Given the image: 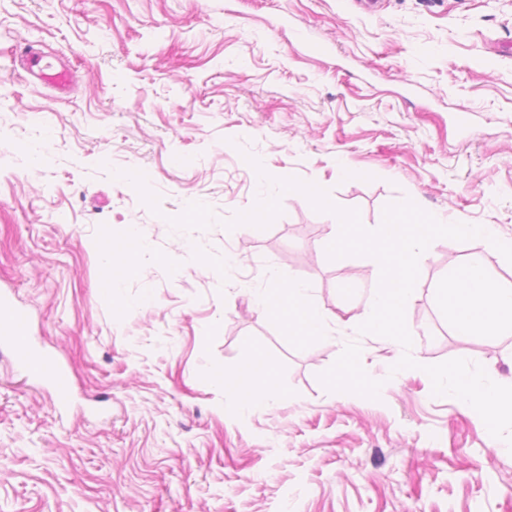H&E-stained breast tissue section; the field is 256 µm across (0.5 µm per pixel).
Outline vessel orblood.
<instances>
[{
    "mask_svg": "<svg viewBox=\"0 0 512 512\" xmlns=\"http://www.w3.org/2000/svg\"><path fill=\"white\" fill-rule=\"evenodd\" d=\"M28 70L39 82L66 88L71 80L68 69L43 64L41 57L32 55L27 60ZM28 323L24 312L9 305L0 306V342L8 344L14 363L31 370L34 378L46 381L52 388L59 405L69 403L72 395L71 382L64 366L54 361L44 360L30 345L15 344L14 338Z\"/></svg>",
    "mask_w": 512,
    "mask_h": 512,
    "instance_id": "1",
    "label": "vessel or blood"
}]
</instances>
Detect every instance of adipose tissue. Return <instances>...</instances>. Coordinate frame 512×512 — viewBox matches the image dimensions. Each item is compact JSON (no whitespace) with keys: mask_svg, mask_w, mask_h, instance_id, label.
Listing matches in <instances>:
<instances>
[{"mask_svg":"<svg viewBox=\"0 0 512 512\" xmlns=\"http://www.w3.org/2000/svg\"><path fill=\"white\" fill-rule=\"evenodd\" d=\"M141 249L142 243L133 226L107 235L102 247V291L117 288L124 277L135 271ZM117 250L124 256L123 262L118 264L112 261V254ZM435 296L458 335L495 336L506 330L512 331V285L489 276L484 255H473L453 267L436 286ZM256 306L282 323L293 341L326 340L333 334L328 315L313 302L303 281L291 279L279 283L277 288L259 295ZM214 380L250 411L261 410L285 397L259 352L234 374L215 372Z\"/></svg>","mask_w":512,"mask_h":512,"instance_id":"ef3b65f1","label":"adipose tissue"}]
</instances>
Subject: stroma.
Instances as JSON below:
<instances>
[{
    "instance_id": "stroma-1",
    "label": "stroma",
    "mask_w": 512,
    "mask_h": 512,
    "mask_svg": "<svg viewBox=\"0 0 512 512\" xmlns=\"http://www.w3.org/2000/svg\"><path fill=\"white\" fill-rule=\"evenodd\" d=\"M32 52L67 91L31 82ZM253 157L365 224L409 198L512 237V0H0V292L74 390L57 407L0 355V512H512V455L424 371L512 381V333L455 334L433 292L488 241L423 254L406 318L424 367L391 373L396 347L349 308L371 261L323 248L335 215L290 191L261 233L223 227L255 199ZM192 200L216 224L173 228ZM129 224L139 271L107 295L101 247ZM288 278L335 339L290 341L257 310ZM344 350L364 364L341 395ZM257 351L285 398L245 412L211 375Z\"/></svg>"
}]
</instances>
